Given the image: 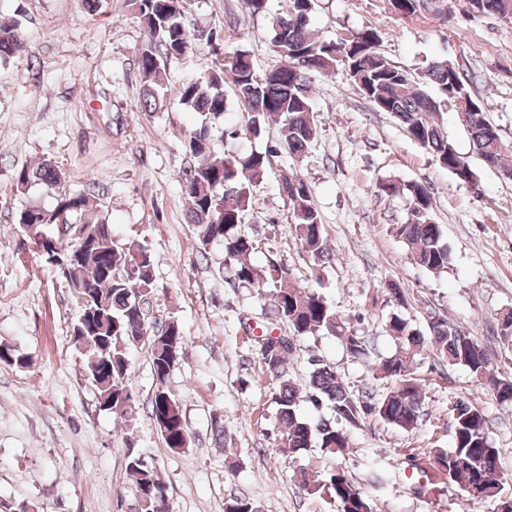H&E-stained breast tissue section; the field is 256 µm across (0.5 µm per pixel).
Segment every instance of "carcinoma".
<instances>
[{
    "instance_id": "cac0c4a2",
    "label": "carcinoma",
    "mask_w": 512,
    "mask_h": 512,
    "mask_svg": "<svg viewBox=\"0 0 512 512\" xmlns=\"http://www.w3.org/2000/svg\"><path fill=\"white\" fill-rule=\"evenodd\" d=\"M137 15L145 39L137 65L142 76L145 108L156 111L167 98V64L173 59L194 57V47L185 23L184 0H127ZM316 0H288V8L272 20L271 45L278 64L266 73L255 72L250 55L242 51L231 64L224 63L219 45L212 46L210 63L199 78L182 85L181 103L201 120L185 142L186 166L181 188L187 198L189 223L199 241V257L209 260V247L221 245L229 262V284L233 287L271 283V313L288 326L291 335L267 333L258 343V357L274 382L272 399L277 407L278 448L294 460L317 448L331 460L323 477L316 479L308 468L294 470L300 489L331 504L336 512H374L371 500L337 460L346 459L350 441L342 425L357 426L366 417H377L397 428L412 431L423 415L425 390L415 374L424 350L450 366L465 367L477 386L491 393L502 406L512 407V377L499 372L491 356L468 328L448 323L435 315L424 335L412 320L391 313L388 330L398 340L397 351L385 358L378 379L392 388L382 395L365 390L354 395L335 367L315 355L309 357L308 402L319 409L327 404L333 415L309 421L298 413L301 392L288 376V357L295 342L315 336L339 339L354 358L368 354V341L348 323L315 289L292 283L291 269L272 258L264 273L252 265L254 240L242 233L241 219L251 206L256 188L264 181L271 158L283 149L292 160L305 156L316 136L312 78L344 70L357 91L379 112L389 113L407 136L431 154L439 166L459 183L478 178L469 159L463 156L439 120L441 108L455 111L457 121L470 136L481 163L512 180V143L505 141L490 121L484 105L470 89L464 69L446 58L432 60L420 75L395 65L380 50L379 32L366 29L351 39L331 40L314 35L310 18ZM395 15L408 19L431 14L445 16L439 0H388ZM468 13L493 14L512 19V0H467ZM21 23H0V60L25 58L33 62L32 51L20 36ZM248 105L244 123L224 128L226 100L224 83ZM279 123L278 144L263 152L226 153L224 137L258 139L266 134L270 120ZM16 190L33 184L55 196L52 208L28 206L19 212L21 235L34 244L54 239L71 251L79 241L75 260L62 277L74 292L78 305L74 338L82 343L86 376L104 399L103 410L117 421L136 414V402L129 387L127 349L145 345L150 351L156 387L149 400V414L166 447L188 446L190 434L178 398L170 391L168 379L181 361L186 337L177 321L157 324L153 303L157 295L154 256L143 244L121 247L112 238V225L102 218L85 215L88 194L67 188L66 177L49 160L37 166H23L13 176ZM281 189L291 206L289 232L314 261L324 265L331 254L318 213L311 202L307 180L297 174L284 179ZM381 196L403 193L410 203L411 221L394 224L391 231L407 247L413 260L439 276L448 270L451 250L441 225L432 218L433 195L422 182L384 180L378 184ZM499 336L512 350V308L500 319ZM0 362L23 367L25 357L7 344H0ZM451 447L427 451L428 465L448 475L460 497L471 506L493 504L498 512L506 495L501 470V451L490 442L481 411L463 398L452 408ZM126 474L138 495L143 512H169V494L156 471L128 450ZM224 512H263L261 506L241 497L225 501Z\"/></svg>"
}]
</instances>
